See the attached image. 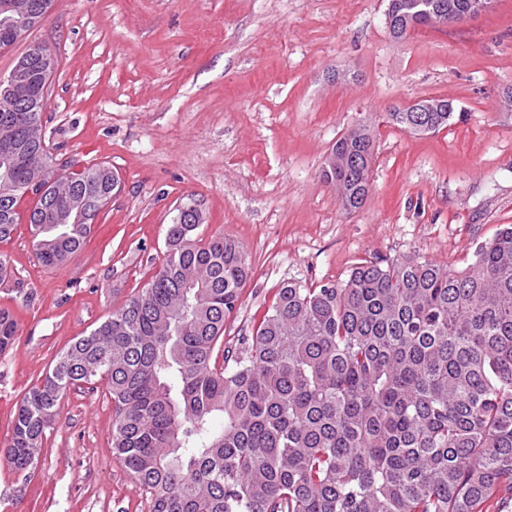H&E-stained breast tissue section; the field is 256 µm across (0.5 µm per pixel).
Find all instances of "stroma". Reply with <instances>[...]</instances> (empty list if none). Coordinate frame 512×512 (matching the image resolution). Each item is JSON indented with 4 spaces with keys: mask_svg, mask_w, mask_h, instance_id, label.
Here are the masks:
<instances>
[{
    "mask_svg": "<svg viewBox=\"0 0 512 512\" xmlns=\"http://www.w3.org/2000/svg\"><path fill=\"white\" fill-rule=\"evenodd\" d=\"M388 0H55L10 47L0 76L36 43L59 64L43 115L54 164L105 163L122 189L82 250L43 267L27 224L0 244L12 265L0 308L17 330L0 356V512H148L112 448L105 388L70 392L32 480L5 461L29 388L62 347L147 284L178 208L203 238L239 241L252 271L224 324L237 345L293 281L345 279L371 257L419 256L453 271L512 224V0L401 39ZM454 100L463 120L415 135L387 114ZM371 121L373 186L354 212L321 177L336 140Z\"/></svg>",
    "mask_w": 512,
    "mask_h": 512,
    "instance_id": "1",
    "label": "stroma"
}]
</instances>
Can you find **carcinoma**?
I'll use <instances>...</instances> for the list:
<instances>
[{
  "mask_svg": "<svg viewBox=\"0 0 512 512\" xmlns=\"http://www.w3.org/2000/svg\"><path fill=\"white\" fill-rule=\"evenodd\" d=\"M482 0H389L392 36L461 20ZM427 132L463 111L429 99ZM43 107L0 105V243L27 216L38 260L66 263L112 198L105 165L55 173ZM371 126L336 140L321 179L345 211L371 187ZM178 209L165 262L141 291L74 338L16 414L6 460L27 481L71 391L104 383L112 448L148 512H486L512 507V224L464 270L376 257L340 281L288 282L232 350L224 322L251 272L237 241L198 237ZM16 322L0 310V354Z\"/></svg>",
  "mask_w": 512,
  "mask_h": 512,
  "instance_id": "1",
  "label": "carcinoma"
}]
</instances>
